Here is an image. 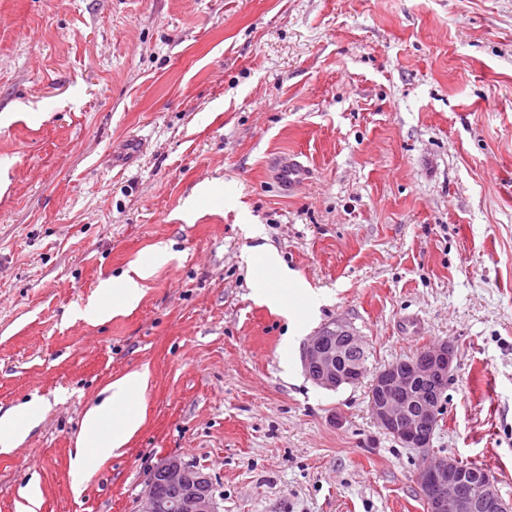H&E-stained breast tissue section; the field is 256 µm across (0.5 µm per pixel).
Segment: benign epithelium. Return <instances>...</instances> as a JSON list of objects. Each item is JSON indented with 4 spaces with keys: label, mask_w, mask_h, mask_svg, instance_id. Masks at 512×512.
<instances>
[{
    "label": "benign epithelium",
    "mask_w": 512,
    "mask_h": 512,
    "mask_svg": "<svg viewBox=\"0 0 512 512\" xmlns=\"http://www.w3.org/2000/svg\"><path fill=\"white\" fill-rule=\"evenodd\" d=\"M363 350L360 337L342 322L326 325L303 348L302 365L315 385L334 390L357 383L364 368L350 360ZM455 347L443 342L386 365L371 384L370 412L386 434L426 452L443 408L442 393L452 377ZM427 512H512L497 477L483 469L469 476L450 455H427L415 474ZM136 512H219L212 479L176 456L153 468Z\"/></svg>",
    "instance_id": "obj_1"
}]
</instances>
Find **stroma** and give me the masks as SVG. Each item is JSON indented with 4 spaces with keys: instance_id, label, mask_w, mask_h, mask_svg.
<instances>
[{
    "instance_id": "stroma-1",
    "label": "stroma",
    "mask_w": 512,
    "mask_h": 512,
    "mask_svg": "<svg viewBox=\"0 0 512 512\" xmlns=\"http://www.w3.org/2000/svg\"><path fill=\"white\" fill-rule=\"evenodd\" d=\"M260 244L313 316L256 300ZM336 320L369 359L332 391L284 344ZM444 341L431 449L512 504V0H0V413L42 405L0 512H135L167 456L220 512H426L370 385ZM132 372L144 420L90 459L81 419ZM101 290L112 291V303L104 305L98 299L90 301L87 313L93 317H101L108 313L122 311L130 307L137 299V291L141 288L139 282L126 272L118 279H109L101 284Z\"/></svg>"
}]
</instances>
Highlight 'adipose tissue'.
Returning <instances> with one entry per match:
<instances>
[{
  "label": "adipose tissue",
  "mask_w": 512,
  "mask_h": 512,
  "mask_svg": "<svg viewBox=\"0 0 512 512\" xmlns=\"http://www.w3.org/2000/svg\"><path fill=\"white\" fill-rule=\"evenodd\" d=\"M251 262L254 272L270 276L271 287L262 289L260 298L270 304H278L283 293L302 295L303 284L282 263L276 251L264 246L253 248ZM152 267L143 264L135 268L133 275L109 279L101 284L102 290L111 292V304L92 300L87 312L94 317H101L130 307L137 298L141 279L147 278ZM146 375L133 372L113 382L111 395L104 406H95L88 410L83 421L78 442L83 451L100 457H108L124 448L139 429L143 415L135 399L142 391Z\"/></svg>",
  "instance_id": "ef3b65f1"
}]
</instances>
